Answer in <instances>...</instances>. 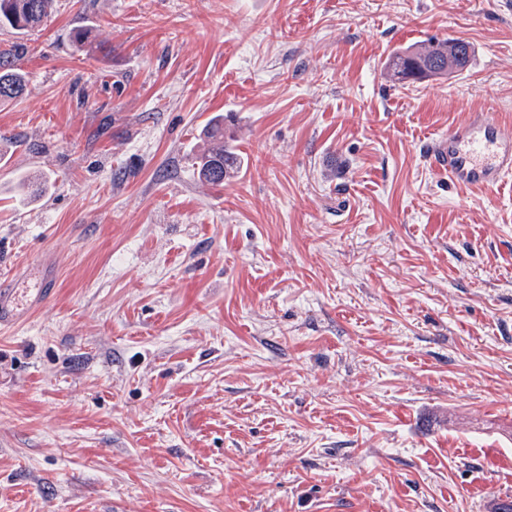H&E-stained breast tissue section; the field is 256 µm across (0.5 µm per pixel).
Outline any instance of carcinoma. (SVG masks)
<instances>
[{"instance_id": "cac0c4a2", "label": "carcinoma", "mask_w": 512, "mask_h": 512, "mask_svg": "<svg viewBox=\"0 0 512 512\" xmlns=\"http://www.w3.org/2000/svg\"><path fill=\"white\" fill-rule=\"evenodd\" d=\"M51 0H0V23L27 31L42 24ZM472 54L462 39H428L421 44L393 52L386 67L401 81L445 76L465 69ZM27 82L18 51H0V103L25 95ZM210 147L198 157L197 172L201 180L213 185L238 171L241 156L224 139V126L213 122L207 129Z\"/></svg>"}]
</instances>
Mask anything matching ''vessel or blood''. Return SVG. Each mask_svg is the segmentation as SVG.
Returning <instances> with one entry per match:
<instances>
[{
    "label": "vessel or blood",
    "instance_id": "1",
    "mask_svg": "<svg viewBox=\"0 0 512 512\" xmlns=\"http://www.w3.org/2000/svg\"><path fill=\"white\" fill-rule=\"evenodd\" d=\"M435 170L462 189H490L512 174V128L492 113L472 112L453 124L430 154ZM21 303L15 289L0 285V330L12 328Z\"/></svg>",
    "mask_w": 512,
    "mask_h": 512
}]
</instances>
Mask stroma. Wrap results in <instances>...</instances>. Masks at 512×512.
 <instances>
[{
    "label": "stroma",
    "mask_w": 512,
    "mask_h": 512,
    "mask_svg": "<svg viewBox=\"0 0 512 512\" xmlns=\"http://www.w3.org/2000/svg\"><path fill=\"white\" fill-rule=\"evenodd\" d=\"M470 43L400 83L392 51ZM0 104V512H494L512 463L499 0H52ZM223 119V185L194 158ZM430 160L461 189L493 188L512 173V130L492 113L472 112L448 128ZM21 308L19 296L14 288H4L0 283V330L10 329L16 323L17 310Z\"/></svg>",
    "instance_id": "1"
}]
</instances>
